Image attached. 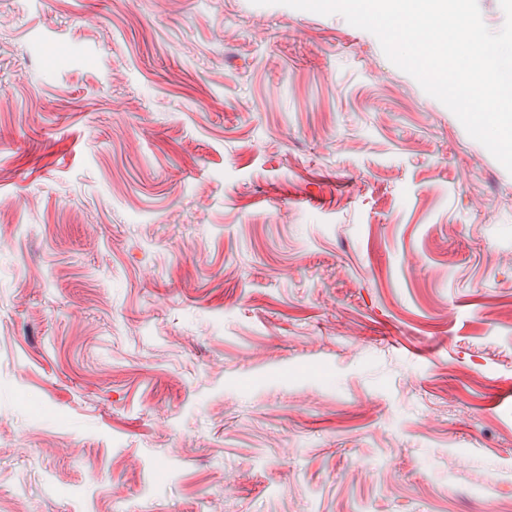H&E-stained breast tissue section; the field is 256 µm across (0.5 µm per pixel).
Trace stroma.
<instances>
[{"label": "stroma", "mask_w": 512, "mask_h": 512, "mask_svg": "<svg viewBox=\"0 0 512 512\" xmlns=\"http://www.w3.org/2000/svg\"><path fill=\"white\" fill-rule=\"evenodd\" d=\"M508 382L512 173L374 34L0 0V512H512Z\"/></svg>", "instance_id": "35a3bbf8"}]
</instances>
